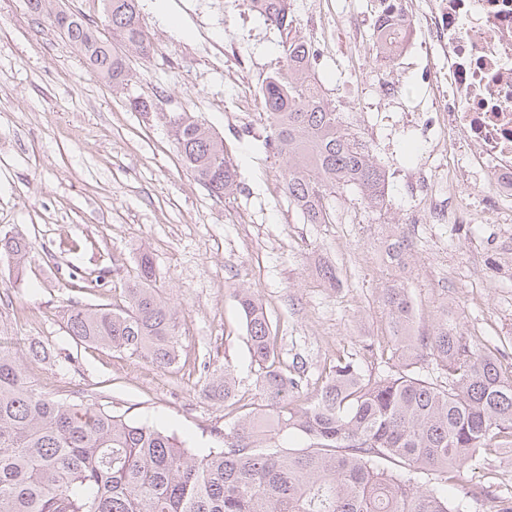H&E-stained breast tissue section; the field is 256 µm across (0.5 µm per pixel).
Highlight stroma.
Here are the masks:
<instances>
[{
	"instance_id": "1",
	"label": "stroma",
	"mask_w": 512,
	"mask_h": 512,
	"mask_svg": "<svg viewBox=\"0 0 512 512\" xmlns=\"http://www.w3.org/2000/svg\"><path fill=\"white\" fill-rule=\"evenodd\" d=\"M289 3L325 100L386 174L382 209L340 190L335 223L308 224L288 202L284 162L265 144L261 95L281 65L280 35L249 0H139L154 52L128 51L119 89L92 75L26 0H0V231L32 245L23 266L0 256V347L21 355L43 393L68 401L94 392L192 451L220 445L225 426L258 402L238 288L256 291L276 324L282 365L299 362L297 405L313 399L337 360L369 368L366 344L390 348L382 296L394 284L414 303L416 330L430 329L442 309L462 313L469 333L512 366V229L439 220L438 198L478 197L487 184L431 187L419 178L448 168L433 127L447 61L427 23L439 0H403L415 26L394 62L373 47L376 0ZM135 99L148 109L132 108ZM179 112L223 138L240 182L233 197H214L183 164L170 127ZM394 235L410 245L402 267L384 254ZM144 251L177 310L180 360L165 370L66 333L74 308L121 303ZM323 261L336 269L335 286L318 274ZM33 339L51 358L25 357ZM226 363L239 381L230 406L202 394L206 368Z\"/></svg>"
}]
</instances>
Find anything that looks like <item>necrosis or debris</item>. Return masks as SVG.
<instances>
[{"label": "necrosis or debris", "instance_id": "4bbe7bcc", "mask_svg": "<svg viewBox=\"0 0 512 512\" xmlns=\"http://www.w3.org/2000/svg\"><path fill=\"white\" fill-rule=\"evenodd\" d=\"M448 122L455 151L449 179L489 178L487 200L448 198L452 224L512 223V0H443Z\"/></svg>", "mask_w": 512, "mask_h": 512}]
</instances>
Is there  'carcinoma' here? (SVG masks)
<instances>
[{
  "label": "carcinoma",
  "instance_id": "carcinoma-1",
  "mask_svg": "<svg viewBox=\"0 0 512 512\" xmlns=\"http://www.w3.org/2000/svg\"><path fill=\"white\" fill-rule=\"evenodd\" d=\"M111 38L70 13L56 28L89 71L121 86V48L144 57L153 48L138 0H108ZM281 35L282 66L262 85L270 135L284 159L283 187L308 224H333L331 197L354 189L381 209L387 185L371 148L329 107L312 71L311 47L293 34L288 0H250ZM378 50L392 53L409 30L402 9L379 0ZM184 165L215 197L239 187L221 138L187 114L172 121ZM405 239L386 242L400 264ZM31 244L0 233V254L24 263ZM143 252L123 305L76 308L67 334L87 346L126 351L169 368L178 360L177 312L156 285ZM260 403L235 421L224 445L193 453L166 431L129 422L96 399L56 400L27 378L20 358L0 349V512H512V485L486 458L512 448V370L475 343L448 308L425 334L403 288L383 294L395 363L378 374L337 361L314 400L292 405L300 380L276 361L277 336L260 299L235 289ZM231 365L209 373L208 399H235ZM298 435L302 447L278 443Z\"/></svg>",
  "mask_w": 512,
  "mask_h": 512
}]
</instances>
